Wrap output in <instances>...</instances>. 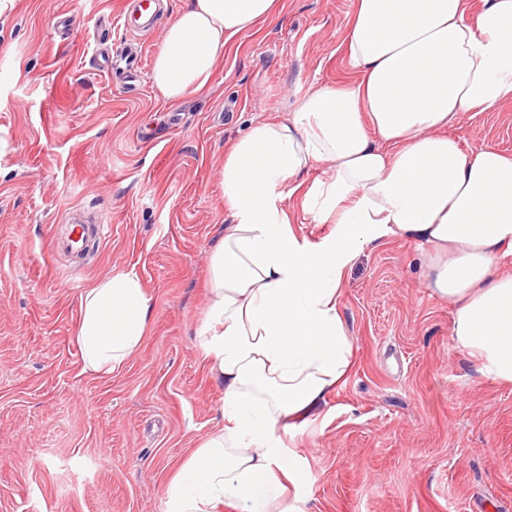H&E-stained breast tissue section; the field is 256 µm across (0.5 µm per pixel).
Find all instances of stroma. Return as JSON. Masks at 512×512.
Here are the masks:
<instances>
[{"label": "stroma", "instance_id": "1", "mask_svg": "<svg viewBox=\"0 0 512 512\" xmlns=\"http://www.w3.org/2000/svg\"><path fill=\"white\" fill-rule=\"evenodd\" d=\"M356 0H283L232 38L208 90L165 100L150 79L108 77L102 52L154 59L124 0H15L0 15V512H165L184 459L224 424L197 332L223 235L224 153L295 95L349 77ZM462 148L512 153V105L464 112ZM99 245H55L73 211ZM429 250L361 252L341 302L356 347L346 380L298 421L305 512H512V384L483 375L424 273ZM115 272L151 297L124 367L84 370L79 298Z\"/></svg>", "mask_w": 512, "mask_h": 512}]
</instances>
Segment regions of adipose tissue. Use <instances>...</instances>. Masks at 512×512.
<instances>
[{
    "label": "adipose tissue",
    "mask_w": 512,
    "mask_h": 512,
    "mask_svg": "<svg viewBox=\"0 0 512 512\" xmlns=\"http://www.w3.org/2000/svg\"><path fill=\"white\" fill-rule=\"evenodd\" d=\"M281 0H188L167 22L151 81L168 100L201 92L230 40ZM351 80L309 89L224 155L228 220L210 257L199 334L224 390V427L165 489L166 512H301L284 442L349 374L354 341L339 303L361 251L394 238L429 248L427 283L454 309L452 332L481 372L512 383V156L462 149L460 113L512 104V0H357L346 38ZM321 179L306 183L310 170ZM335 225L309 240L300 216ZM85 368L109 375L138 349L151 299L132 273L80 298Z\"/></svg>",
    "instance_id": "adipose-tissue-1"
}]
</instances>
